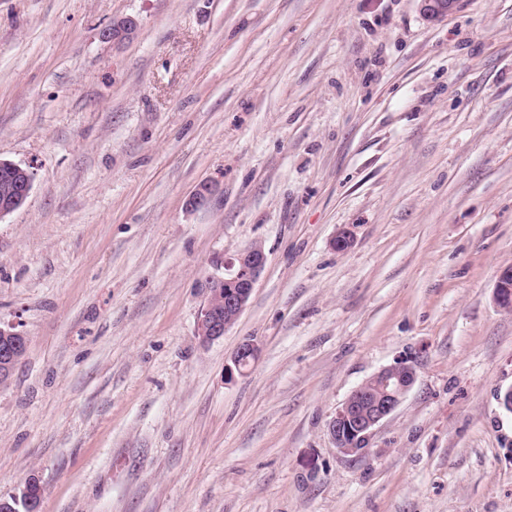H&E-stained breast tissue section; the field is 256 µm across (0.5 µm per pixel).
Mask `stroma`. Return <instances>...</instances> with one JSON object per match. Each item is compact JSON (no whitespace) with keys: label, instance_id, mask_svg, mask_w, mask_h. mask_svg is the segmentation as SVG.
<instances>
[{"label":"stroma","instance_id":"stroma-1","mask_svg":"<svg viewBox=\"0 0 512 512\" xmlns=\"http://www.w3.org/2000/svg\"><path fill=\"white\" fill-rule=\"evenodd\" d=\"M1 160L34 179L0 218L27 339L0 497L512 512V0H0ZM254 243L248 306L202 341L207 281ZM399 362L414 386L339 454L337 409ZM258 354V348L252 341H245L237 350L235 356L231 360V364H227L225 368V376L232 379L235 373L243 374L254 361Z\"/></svg>","mask_w":512,"mask_h":512}]
</instances>
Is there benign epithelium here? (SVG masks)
Segmentation results:
<instances>
[{
  "instance_id": "benign-epithelium-1",
  "label": "benign epithelium",
  "mask_w": 512,
  "mask_h": 512,
  "mask_svg": "<svg viewBox=\"0 0 512 512\" xmlns=\"http://www.w3.org/2000/svg\"><path fill=\"white\" fill-rule=\"evenodd\" d=\"M32 174L26 173L13 197L0 201V218L12 213L24 203L32 189ZM267 257L261 246L252 244L224 261V275L212 277L207 285V300L200 311L197 332L202 341L208 342L224 336V333L239 319L248 305L256 283L265 267ZM495 301L504 309H512V267L498 276L495 285ZM0 335L14 339L13 345L0 347V384L6 382L12 373L11 365L19 359L16 348L24 338L10 328L0 327ZM258 354L255 343L241 344L231 363L226 365L228 379L243 374ZM416 381L413 367L398 363L380 369L363 382L341 404L330 424V432L336 442V450L344 455L365 453L375 428L402 403ZM356 438L360 447L348 444Z\"/></svg>"
}]
</instances>
